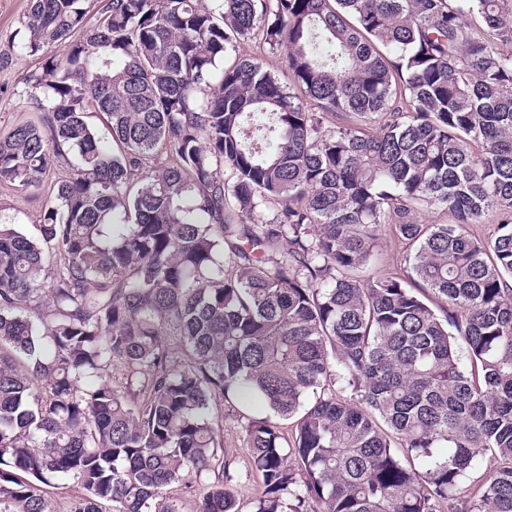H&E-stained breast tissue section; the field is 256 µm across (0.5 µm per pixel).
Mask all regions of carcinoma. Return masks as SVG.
<instances>
[{"mask_svg": "<svg viewBox=\"0 0 512 512\" xmlns=\"http://www.w3.org/2000/svg\"><path fill=\"white\" fill-rule=\"evenodd\" d=\"M86 2L30 0L20 54L68 52L0 130L50 195L0 224V512H242L255 401L250 512H439L482 464L466 512H512V0ZM405 255L406 246L394 240L386 227L382 232L381 250L372 262L370 271L377 274L400 271L405 266ZM235 410L228 404L224 406L223 446L224 452L233 453L238 459L239 477L235 492L241 502L247 503L256 492L258 479L248 466L241 426L244 420H238ZM35 487L47 492V496L51 499L54 509L57 510L55 512H69V507L79 491L77 483L72 479L59 482L58 486H56L58 487L57 489L48 488L41 484Z\"/></svg>", "mask_w": 512, "mask_h": 512, "instance_id": "obj_1", "label": "carcinoma"}]
</instances>
